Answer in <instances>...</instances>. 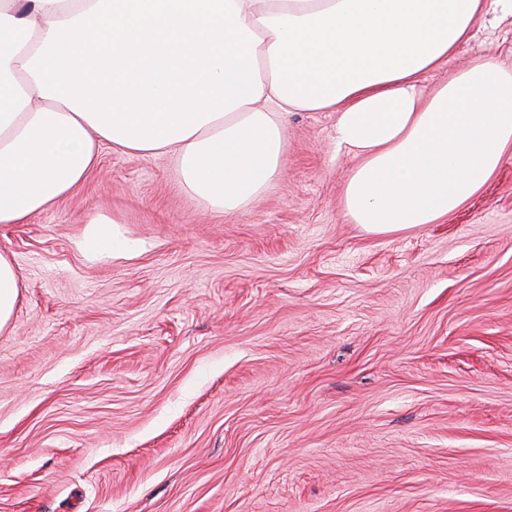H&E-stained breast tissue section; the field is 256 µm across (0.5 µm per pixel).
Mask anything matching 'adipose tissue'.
Here are the masks:
<instances>
[{
  "label": "adipose tissue",
  "mask_w": 512,
  "mask_h": 512,
  "mask_svg": "<svg viewBox=\"0 0 512 512\" xmlns=\"http://www.w3.org/2000/svg\"><path fill=\"white\" fill-rule=\"evenodd\" d=\"M484 0H0V224L78 189L110 144L167 153L244 211L280 172L283 119L333 112L358 160L351 223H436L512 151V73L479 61L426 89Z\"/></svg>",
  "instance_id": "obj_1"
}]
</instances>
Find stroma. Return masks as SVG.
Masks as SVG:
<instances>
[{
    "mask_svg": "<svg viewBox=\"0 0 512 512\" xmlns=\"http://www.w3.org/2000/svg\"><path fill=\"white\" fill-rule=\"evenodd\" d=\"M512 70V17L425 78ZM281 175L203 210L174 155L103 147L0 252V512H512V156L434 224L342 208L336 115L285 121ZM125 249L90 255L88 221ZM19 288L13 261L0 252V331L12 320Z\"/></svg>",
    "mask_w": 512,
    "mask_h": 512,
    "instance_id": "35a3bbf8",
    "label": "stroma"
}]
</instances>
